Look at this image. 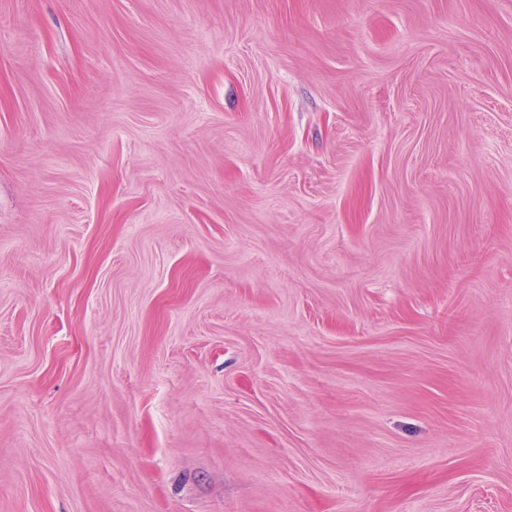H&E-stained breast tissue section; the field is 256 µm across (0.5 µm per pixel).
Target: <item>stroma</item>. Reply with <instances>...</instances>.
I'll return each mask as SVG.
<instances>
[{"instance_id": "1", "label": "stroma", "mask_w": 512, "mask_h": 512, "mask_svg": "<svg viewBox=\"0 0 512 512\" xmlns=\"http://www.w3.org/2000/svg\"><path fill=\"white\" fill-rule=\"evenodd\" d=\"M0 512H512V0H0Z\"/></svg>"}]
</instances>
